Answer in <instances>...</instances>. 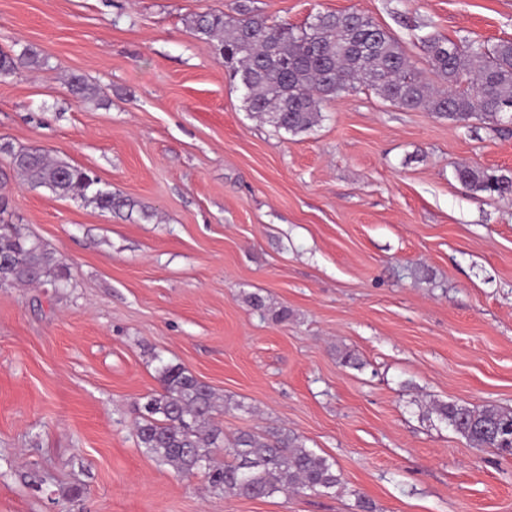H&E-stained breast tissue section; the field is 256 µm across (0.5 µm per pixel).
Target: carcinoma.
Segmentation results:
<instances>
[{"instance_id": "cac0c4a2", "label": "carcinoma", "mask_w": 512, "mask_h": 512, "mask_svg": "<svg viewBox=\"0 0 512 512\" xmlns=\"http://www.w3.org/2000/svg\"><path fill=\"white\" fill-rule=\"evenodd\" d=\"M229 9L234 14L196 15L192 31L239 79L247 110L268 115L286 132L312 129L320 121V101L362 88L375 90L399 108L434 112L453 122L494 119L503 105H512V40L488 46L467 37L422 38L426 60L443 84L434 90L421 79L399 40L365 14L319 13L315 24L297 29L270 26L238 0ZM44 64L34 48L15 57L0 53V76ZM68 85L82 104L98 99L97 86L81 76H71ZM10 155L13 168L33 187L87 197L103 210L126 205L98 187V180L83 168L37 150H12ZM456 178L475 191L512 194V178L506 175L462 166ZM5 213L0 203V258L8 261L0 265V277L15 284L64 285L67 273L54 255ZM160 382L161 391L150 396L136 424L139 446L159 462L185 476L203 471L212 487L237 497L263 499L288 491L331 495L340 488L334 462L306 447L299 436L277 428L263 434L240 432L225 449L231 460L212 467L211 449L223 438L214 422L211 388L179 366H163ZM432 411L470 443L512 454V411L448 402L435 404Z\"/></svg>"}]
</instances>
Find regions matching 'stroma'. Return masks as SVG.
I'll list each match as a JSON object with an SVG mask.
<instances>
[{
    "label": "stroma",
    "instance_id": "stroma-1",
    "mask_svg": "<svg viewBox=\"0 0 512 512\" xmlns=\"http://www.w3.org/2000/svg\"><path fill=\"white\" fill-rule=\"evenodd\" d=\"M228 2L0 0V51L46 61L0 78V145L91 169L127 201L30 187L0 152V196L70 275L0 288V512H359L361 495L377 512H512V456L428 411L512 409V194L455 177L512 176V132L371 89L279 130L190 29ZM251 7L276 26L365 14L431 83L422 37L512 39V0ZM74 74L101 101L77 102ZM164 364L212 388L225 442L288 430L345 493L227 496L160 465L134 422ZM456 178L472 190L497 194H512V178L506 175L488 173L477 167L462 166L456 169Z\"/></svg>",
    "mask_w": 512,
    "mask_h": 512
}]
</instances>
